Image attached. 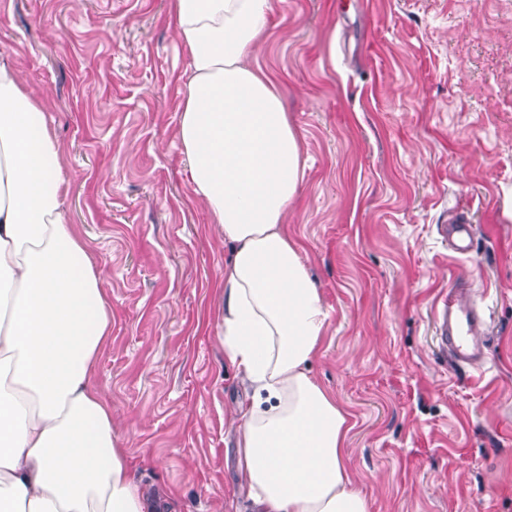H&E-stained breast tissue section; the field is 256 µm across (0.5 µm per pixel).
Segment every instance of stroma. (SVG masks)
Returning a JSON list of instances; mask_svg holds the SVG:
<instances>
[{
    "instance_id": "obj_1",
    "label": "stroma",
    "mask_w": 512,
    "mask_h": 512,
    "mask_svg": "<svg viewBox=\"0 0 512 512\" xmlns=\"http://www.w3.org/2000/svg\"><path fill=\"white\" fill-rule=\"evenodd\" d=\"M47 103L63 214L107 271L94 382L134 479L173 512H250L216 330L228 253L177 139L172 0H0V57ZM258 64L303 138L288 213L329 325L311 365L352 415L371 512H512V0H274ZM467 212L468 257L442 228ZM466 286L477 367L434 308Z\"/></svg>"
}]
</instances>
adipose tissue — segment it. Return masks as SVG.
<instances>
[{
  "label": "adipose tissue",
  "mask_w": 512,
  "mask_h": 512,
  "mask_svg": "<svg viewBox=\"0 0 512 512\" xmlns=\"http://www.w3.org/2000/svg\"><path fill=\"white\" fill-rule=\"evenodd\" d=\"M173 8L192 68L178 139L229 248L218 334L253 389L236 410L242 481L255 512H371L346 464L349 415L310 374L328 311L288 235L302 139L253 63L272 0ZM66 193L45 103L0 60V512H165L133 480L92 383L112 310Z\"/></svg>",
  "instance_id": "adipose-tissue-1"
}]
</instances>
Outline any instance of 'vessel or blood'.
Masks as SVG:
<instances>
[{
  "label": "vessel or blood",
  "mask_w": 512,
  "mask_h": 512,
  "mask_svg": "<svg viewBox=\"0 0 512 512\" xmlns=\"http://www.w3.org/2000/svg\"><path fill=\"white\" fill-rule=\"evenodd\" d=\"M473 246L472 226L467 213H459L453 220L452 247L457 254L471 252ZM441 340L446 344L457 362L476 364L481 353L472 339L481 325V316L471 301L468 292L457 290L453 296L442 300L436 311Z\"/></svg>",
  "instance_id": "1"
}]
</instances>
